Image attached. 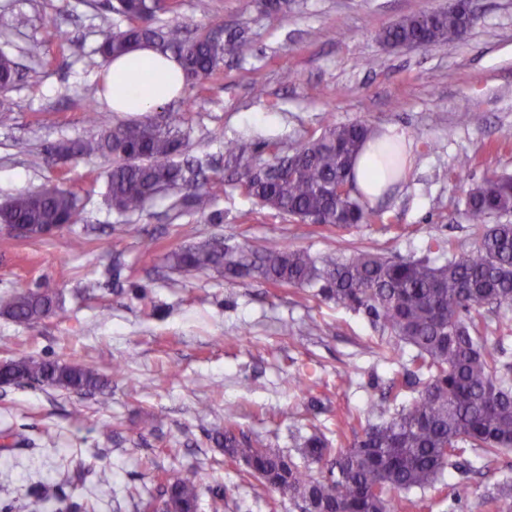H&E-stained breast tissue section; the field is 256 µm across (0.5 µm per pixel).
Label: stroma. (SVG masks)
<instances>
[{
  "mask_svg": "<svg viewBox=\"0 0 512 512\" xmlns=\"http://www.w3.org/2000/svg\"><path fill=\"white\" fill-rule=\"evenodd\" d=\"M445 0H289L287 14L256 0H177L164 21L194 18L197 31L243 33L246 58L225 56L201 86L153 111L186 134V157L224 162V143L277 141L293 147L329 124H396L407 133L412 165L375 209L382 221L342 232L261 207L244 196L232 170L213 185L223 223L203 214L174 217L168 197L142 214L110 210L103 197L108 158L57 166L46 148L118 127L132 114L112 111L99 91L98 31L117 23L104 0H0L18 16L0 34V52L19 75L0 92V203L57 185L84 202L77 223L41 240L0 236V295L54 292L51 317L21 323L0 314V362L35 355L77 362L107 380L105 396L38 385H0V502L20 504L50 488V502L96 501V512H141L161 476L198 481L197 512L224 489V512H297L260 480L243 477L213 440L224 409L268 447L294 456L313 432L352 439L388 419L414 393L387 395L412 355L404 346L381 358L380 331L361 312L306 299L303 291L259 279L230 281L214 271L180 274L165 254L213 236L231 244L305 249L345 246L397 259L423 255L434 237L476 250L478 230L464 198L485 177L512 174V0H474L479 22L459 41L390 49L379 32ZM291 80H282V72ZM263 94H256L255 85ZM466 122H459L460 113ZM470 159L466 179L457 176ZM156 248H142L145 238ZM320 332L308 329L310 322ZM112 474L110 496L96 498L97 475ZM512 476V453L466 473L451 469L426 491L419 512H488L484 497Z\"/></svg>",
  "mask_w": 512,
  "mask_h": 512,
  "instance_id": "1",
  "label": "stroma"
}]
</instances>
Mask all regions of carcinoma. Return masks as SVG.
Returning <instances> with one entry per match:
<instances>
[{
	"mask_svg": "<svg viewBox=\"0 0 512 512\" xmlns=\"http://www.w3.org/2000/svg\"><path fill=\"white\" fill-rule=\"evenodd\" d=\"M112 13L126 21L99 31L97 52L107 63L144 44L174 53L184 68L186 84L211 78L224 55L247 56L251 42L242 35L227 39L211 34L191 38V23L153 25L171 10L169 0H107ZM471 28L466 2L450 3L431 14L405 16L383 28L378 38L389 46L422 42L451 44ZM16 66L0 54V90L13 83ZM382 133L366 123L328 125L285 154L276 141L260 151L271 164L285 166L282 176L264 170L251 145L224 144L238 175L242 193L258 204L342 231L381 215L367 210L352 171L366 142ZM184 134L155 121L131 122L91 139L58 143L46 152L47 163L68 156L112 157L106 202L120 215H133L158 196L171 194L178 213L208 212L213 194L208 184L222 176L204 175L200 164H180ZM379 159L389 174L400 167L398 146L379 145ZM465 206L481 225L479 246L458 253L450 241L433 238L430 254L448 255L442 265L429 258L399 260L369 251L345 255L339 248L315 256L289 247L259 250L231 245L220 237L187 245L164 256L178 272L214 270L228 280L260 278L276 287L300 288L306 297L333 300L363 311L387 336L382 355L403 344L414 349L412 370L390 380L388 394L418 387L413 401L389 419L370 424L344 446L333 447L313 433L300 448V460L252 439L237 429L234 411L225 409L224 428L214 440L224 455L246 467L272 492L292 500L299 512H405L419 501L408 497L443 483L448 469L466 470L471 457L492 462L512 449V358L507 350H490L483 332L490 316L512 306V222L486 225L491 217L512 215V175L486 177L470 188ZM82 201L56 186L13 197L0 205V226L22 224L40 230L77 222ZM49 292L22 291L0 297V312L20 322L55 314ZM36 384L73 392L100 391L105 386L95 370L34 356L0 364V384ZM170 485L177 512H196L198 484L182 477H163ZM53 492L45 488L27 500L24 512H46ZM492 512H512V479L495 484L486 498Z\"/></svg>",
	"mask_w": 512,
	"mask_h": 512,
	"instance_id": "carcinoma-1",
	"label": "carcinoma"
}]
</instances>
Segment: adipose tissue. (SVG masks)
I'll list each match as a JSON object with an SVG mask.
<instances>
[{"mask_svg":"<svg viewBox=\"0 0 512 512\" xmlns=\"http://www.w3.org/2000/svg\"><path fill=\"white\" fill-rule=\"evenodd\" d=\"M101 94L113 111L151 112L173 101L183 88L178 59L171 53L143 47L112 59L101 73ZM356 186L363 199H381L393 180L387 179L373 144H366L354 164Z\"/></svg>","mask_w":512,"mask_h":512,"instance_id":"obj_1","label":"adipose tissue"}]
</instances>
